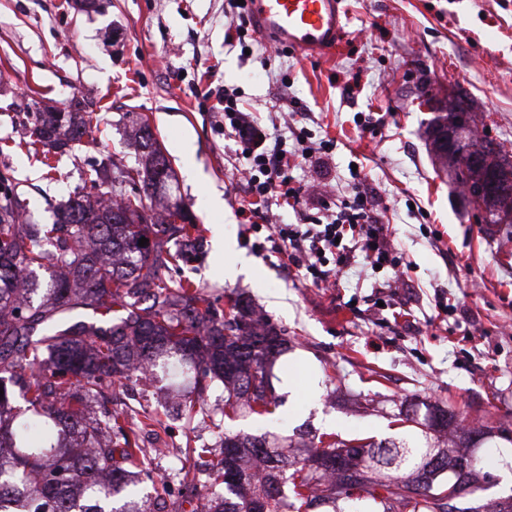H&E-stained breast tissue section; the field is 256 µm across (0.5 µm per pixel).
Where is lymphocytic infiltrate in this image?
<instances>
[{
    "instance_id": "1",
    "label": "lymphocytic infiltrate",
    "mask_w": 512,
    "mask_h": 512,
    "mask_svg": "<svg viewBox=\"0 0 512 512\" xmlns=\"http://www.w3.org/2000/svg\"><path fill=\"white\" fill-rule=\"evenodd\" d=\"M224 129L232 135L235 154L243 162L246 189L240 213L269 224L282 261L305 269L320 284L342 273L357 253L371 265L394 272L402 266V256L391 248L387 229L374 214L373 196L361 188H354L352 202L319 226L279 223V209L299 204L304 191L293 171L314 152L306 128L267 133L241 106L237 93L228 91L224 94Z\"/></svg>"
}]
</instances>
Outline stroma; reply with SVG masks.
Masks as SVG:
<instances>
[{"mask_svg":"<svg viewBox=\"0 0 512 512\" xmlns=\"http://www.w3.org/2000/svg\"><path fill=\"white\" fill-rule=\"evenodd\" d=\"M343 42L304 59L255 40L244 55L227 0H0V166L36 224L80 191L92 160L104 181L136 165L130 119H148L171 163V197L186 204L204 235L203 255L172 269L176 281L221 295L245 293L283 329L272 415L172 420L169 446L214 443L218 432L273 433L284 443L332 433L374 441L415 435L394 416L436 403L465 428L485 504L512 498V224H486L429 152L433 113L421 88L454 97L477 128L512 152V0H345ZM236 90L262 127L304 125L313 142L334 139L294 175L301 204L286 224H315L351 201L361 172L390 239L408 265L396 294L381 299L389 269L356 260L337 286L314 283L265 248L239 212L244 181L224 135L218 93ZM80 101L97 119L88 142L52 155L50 165L19 150L34 110ZM237 253H215V234ZM249 258L239 270L238 254ZM146 377L109 391L115 411L159 405Z\"/></svg>","mask_w":512,"mask_h":512,"instance_id":"1","label":"stroma"}]
</instances>
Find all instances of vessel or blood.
I'll list each match as a JSON object with an SVG mask.
<instances>
[{"label":"vessel or blood","mask_w":512,"mask_h":512,"mask_svg":"<svg viewBox=\"0 0 512 512\" xmlns=\"http://www.w3.org/2000/svg\"><path fill=\"white\" fill-rule=\"evenodd\" d=\"M342 0H247L256 34L277 47L313 55L333 51L341 34Z\"/></svg>","instance_id":"vessel-or-blood-1"}]
</instances>
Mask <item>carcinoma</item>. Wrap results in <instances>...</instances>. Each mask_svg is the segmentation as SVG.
<instances>
[{
	"instance_id": "obj_1",
	"label": "carcinoma",
	"mask_w": 512,
	"mask_h": 512,
	"mask_svg": "<svg viewBox=\"0 0 512 512\" xmlns=\"http://www.w3.org/2000/svg\"><path fill=\"white\" fill-rule=\"evenodd\" d=\"M453 113L440 112L428 124L432 151L448 167V146L440 132ZM92 116L73 110L34 112L29 152L61 149L90 136ZM142 161L121 169L112 190L91 202L76 193L54 210L51 224H28L9 167L0 170V512H146L144 490L165 488V476L145 463L144 449L131 439L126 412L87 410L112 381L147 373L167 391L196 387L208 379L233 386L221 415L245 409L272 413L268 358L286 338L254 317L241 295H207L191 282L175 283L170 267L198 251L199 225L180 208L157 213L148 205L168 190V179L151 161L161 149L142 120ZM460 148L479 154L494 142L475 129L463 131ZM495 168V189L483 190V221H502L498 189L512 190V160ZM148 239L139 246V239ZM55 247L48 251L43 243ZM52 267L44 293L33 274ZM25 408L12 413L15 397ZM181 413L192 421L207 409L186 395ZM400 421L418 423L412 441L350 446L333 441L308 458L288 456L265 433L224 435L216 479L237 497L209 498L208 512H280L283 479L297 501L311 508L336 503V490L381 489L382 512H512L479 504L465 510L451 504L474 493L472 472L443 447L441 434L455 426L446 408L427 407L422 422L410 411Z\"/></svg>"
}]
</instances>
